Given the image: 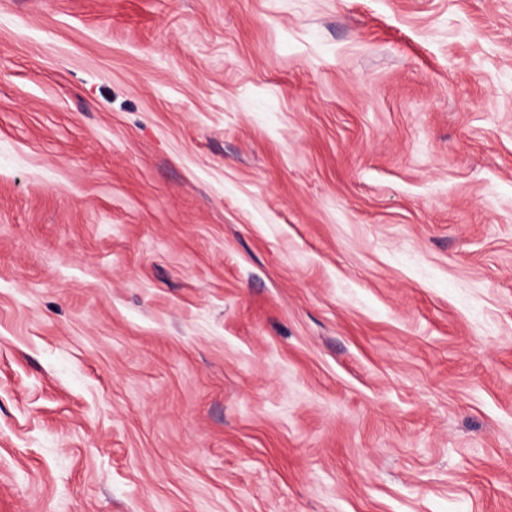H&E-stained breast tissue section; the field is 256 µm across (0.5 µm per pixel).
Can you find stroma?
<instances>
[{
    "mask_svg": "<svg viewBox=\"0 0 512 512\" xmlns=\"http://www.w3.org/2000/svg\"><path fill=\"white\" fill-rule=\"evenodd\" d=\"M0 512H512V0H0Z\"/></svg>",
    "mask_w": 512,
    "mask_h": 512,
    "instance_id": "35a3bbf8",
    "label": "stroma"
}]
</instances>
